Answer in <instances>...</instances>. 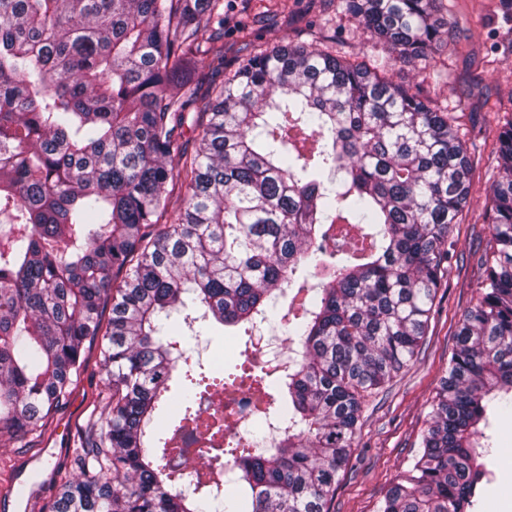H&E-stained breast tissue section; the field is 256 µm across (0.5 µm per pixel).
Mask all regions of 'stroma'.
<instances>
[{"mask_svg":"<svg viewBox=\"0 0 512 512\" xmlns=\"http://www.w3.org/2000/svg\"><path fill=\"white\" fill-rule=\"evenodd\" d=\"M498 0H440L452 35L427 62L396 66L394 81L419 85L423 94L457 118L472 163L473 196L455 237L460 262L446 273L435 299L425 341L416 362L394 380L387 392L371 398L357 443L336 487L332 512H375L396 477L409 465L413 448L427 426L430 404L448 367L459 320L473 303L484 277L481 254L489 239L483 222L488 188L497 174V136L512 118V15L497 10ZM276 22H253L256 47L307 45L334 39L341 52L364 48L356 19L329 6L310 9L309 0H276ZM88 367L59 409L53 426L60 434L46 470L74 471L72 448L80 426L97 416L105 377L95 346L87 348Z\"/></svg>","mask_w":512,"mask_h":512,"instance_id":"35a3bbf8","label":"stroma"}]
</instances>
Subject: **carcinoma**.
I'll return each mask as SVG.
<instances>
[{
    "label": "carcinoma",
    "mask_w": 512,
    "mask_h": 512,
    "mask_svg": "<svg viewBox=\"0 0 512 512\" xmlns=\"http://www.w3.org/2000/svg\"><path fill=\"white\" fill-rule=\"evenodd\" d=\"M437 3L341 0L361 54L251 51L200 112L189 74L224 68V0H0V438L44 436L85 344L106 375L79 476L41 512H238L208 507L230 473L252 512H330L472 197L454 116L387 76L449 39ZM497 154L486 275L377 512H471L490 418L512 414V123ZM282 297L288 360H259ZM217 326L247 336L238 363L192 366L180 339ZM216 389L258 393L261 430L224 447Z\"/></svg>",
    "instance_id": "obj_1"
}]
</instances>
